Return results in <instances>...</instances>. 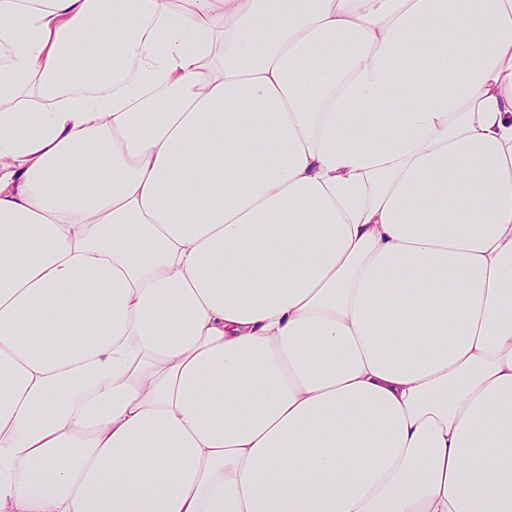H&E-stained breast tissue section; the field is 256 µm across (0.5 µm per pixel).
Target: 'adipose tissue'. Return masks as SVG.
<instances>
[{
    "instance_id": "1",
    "label": "adipose tissue",
    "mask_w": 512,
    "mask_h": 512,
    "mask_svg": "<svg viewBox=\"0 0 512 512\" xmlns=\"http://www.w3.org/2000/svg\"><path fill=\"white\" fill-rule=\"evenodd\" d=\"M0 46V512H512V0Z\"/></svg>"
}]
</instances>
